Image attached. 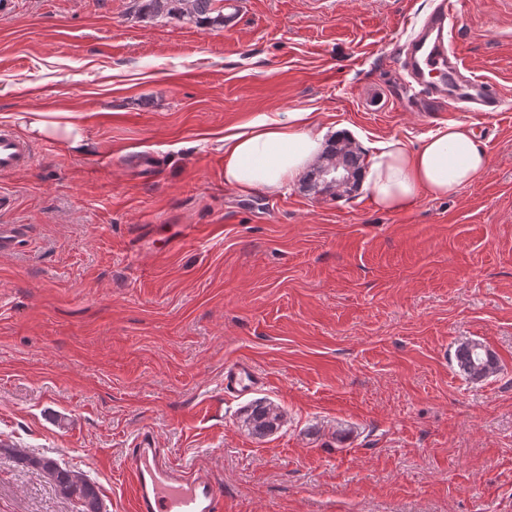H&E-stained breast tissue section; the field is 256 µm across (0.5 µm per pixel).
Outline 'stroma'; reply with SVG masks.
Masks as SVG:
<instances>
[{"instance_id":"obj_1","label":"stroma","mask_w":512,"mask_h":512,"mask_svg":"<svg viewBox=\"0 0 512 512\" xmlns=\"http://www.w3.org/2000/svg\"><path fill=\"white\" fill-rule=\"evenodd\" d=\"M432 0H242L228 30L143 20L135 0H0V114L64 109L88 155L32 142L0 175V442L55 458L131 512L151 432L224 487L225 512H512V7L463 0L457 46L500 92L489 167L455 196L380 211L364 185L224 184L220 138L311 112L365 152L469 112H406L395 41ZM205 234L182 241V227ZM154 245L175 240L163 257ZM484 342L501 372L453 359ZM265 377L224 391L226 362ZM283 427L256 438L242 408ZM0 512H76L0 451ZM453 358L459 373L471 382L485 381L500 371L496 352L478 340L458 343ZM283 420L284 413L278 404L259 401L245 410L241 426L251 435L263 437L279 429Z\"/></svg>"}]
</instances>
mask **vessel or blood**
I'll return each instance as SVG.
<instances>
[{
    "label": "vessel or blood",
    "instance_id": "1",
    "mask_svg": "<svg viewBox=\"0 0 512 512\" xmlns=\"http://www.w3.org/2000/svg\"><path fill=\"white\" fill-rule=\"evenodd\" d=\"M459 0H436L432 10L394 54L405 87L422 109L450 105L489 117L500 112L502 99L487 81L473 75L454 45ZM30 146L12 132L0 130V174L31 166ZM252 363L234 360L224 366L225 391L245 394L264 386ZM133 512H224V487L208 473L174 466L151 433H142L128 451Z\"/></svg>",
    "mask_w": 512,
    "mask_h": 512
}]
</instances>
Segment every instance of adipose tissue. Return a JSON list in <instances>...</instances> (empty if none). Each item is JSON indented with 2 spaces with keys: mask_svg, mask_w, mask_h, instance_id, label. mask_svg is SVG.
I'll return each mask as SVG.
<instances>
[{
  "mask_svg": "<svg viewBox=\"0 0 512 512\" xmlns=\"http://www.w3.org/2000/svg\"><path fill=\"white\" fill-rule=\"evenodd\" d=\"M5 118L33 140L59 141L77 152L93 146L86 129L62 109L9 112ZM324 134L306 112L257 119L245 130L226 133L225 185L239 192L283 189L319 163L325 151ZM488 165L489 157L478 146L475 132L452 122L413 149L397 140L383 143L369 157L364 181L379 209L399 212L423 195H455Z\"/></svg>",
  "mask_w": 512,
  "mask_h": 512,
  "instance_id": "ef3b65f1",
  "label": "adipose tissue"
}]
</instances>
